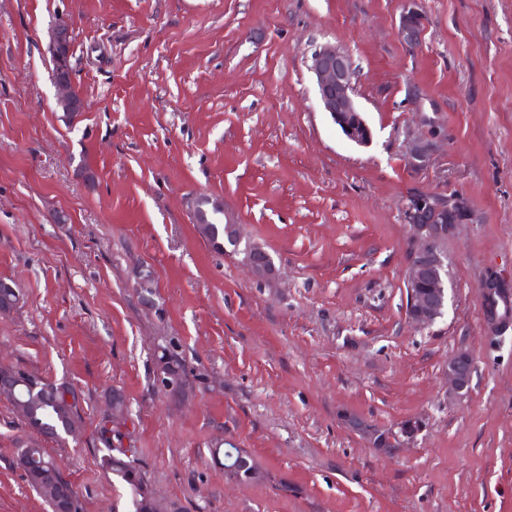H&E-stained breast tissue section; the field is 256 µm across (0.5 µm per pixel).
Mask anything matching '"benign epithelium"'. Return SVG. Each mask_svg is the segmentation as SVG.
Returning <instances> with one entry per match:
<instances>
[{
	"label": "benign epithelium",
	"instance_id": "7a95c632",
	"mask_svg": "<svg viewBox=\"0 0 512 512\" xmlns=\"http://www.w3.org/2000/svg\"><path fill=\"white\" fill-rule=\"evenodd\" d=\"M400 16L399 35L411 50L419 47L425 24L420 0H405ZM51 48L60 67L69 65V26L58 24L53 30ZM310 70L315 76L320 104L341 133L349 141L365 146L372 139V131L355 101L353 61L348 52L331 44L320 46L311 56ZM60 91L59 107L73 116L84 111V101L75 98L64 78L57 80ZM434 139L414 138L408 161L424 165L430 161ZM403 221L409 227L410 239L416 244L406 258V283L410 288L414 308L410 321L419 328L431 325L440 318L448 304L444 279L448 276L447 255L443 244L460 224L473 222V211L467 197L457 193L419 192L407 199ZM251 273L260 281L269 283L276 275V267L267 252L254 253L245 259ZM483 322L487 334L493 337L512 327V279L495 269L487 270L478 284ZM475 373V362L465 351L448 361V395L461 398L468 392Z\"/></svg>",
	"mask_w": 512,
	"mask_h": 512
}]
</instances>
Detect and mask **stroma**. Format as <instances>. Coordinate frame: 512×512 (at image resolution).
Listing matches in <instances>:
<instances>
[{
  "label": "stroma",
  "instance_id": "stroma-1",
  "mask_svg": "<svg viewBox=\"0 0 512 512\" xmlns=\"http://www.w3.org/2000/svg\"><path fill=\"white\" fill-rule=\"evenodd\" d=\"M421 4L411 52L404 0H0V279L22 298L0 314V361L73 386L83 427L44 446L82 512L129 509L96 434L116 391L145 479L183 512H512V330L487 335L477 293L486 269L512 276V0ZM62 17L86 103L71 119L49 52ZM326 43L353 58L368 145L319 104ZM424 117L439 136L415 167L405 129ZM413 191L475 215L424 329L406 316ZM199 197L271 255L275 286L198 233ZM171 341L177 395L155 358ZM461 351L476 370L454 399ZM351 416L422 430L385 452ZM23 434L0 398V512H49L16 463ZM231 446L263 479L225 475ZM406 5L400 16L399 35L411 50L419 47L425 24V17L419 0H405ZM475 362L465 351L457 353L448 362V395L461 398L468 392L475 373Z\"/></svg>",
  "mask_w": 512,
  "mask_h": 512
}]
</instances>
